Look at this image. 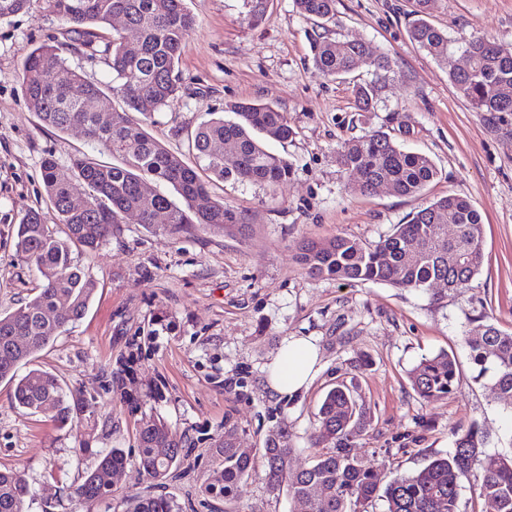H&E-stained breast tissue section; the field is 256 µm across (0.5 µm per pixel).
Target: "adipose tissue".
<instances>
[{
	"label": "adipose tissue",
	"instance_id": "1",
	"mask_svg": "<svg viewBox=\"0 0 512 512\" xmlns=\"http://www.w3.org/2000/svg\"><path fill=\"white\" fill-rule=\"evenodd\" d=\"M319 348L305 336L286 338L275 355L268 376L271 391L291 398L306 390L317 372Z\"/></svg>",
	"mask_w": 512,
	"mask_h": 512
}]
</instances>
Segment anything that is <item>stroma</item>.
<instances>
[{
	"instance_id": "1",
	"label": "stroma",
	"mask_w": 512,
	"mask_h": 512,
	"mask_svg": "<svg viewBox=\"0 0 512 512\" xmlns=\"http://www.w3.org/2000/svg\"><path fill=\"white\" fill-rule=\"evenodd\" d=\"M187 4L196 26L179 64V91L149 132L184 154L207 113L231 101L270 102L287 115L294 135L266 147L294 173L273 189L210 178L211 198L242 213L246 231L155 233L129 214L107 244L80 253L96 294L87 314L35 363L59 380L69 400L86 403L81 419L23 412L0 382V469L24 472L32 490L26 512H43L49 502L56 512H126L128 496L152 493L134 461L137 431L150 418L187 446L164 488L178 512H293L287 492L270 491L255 477L232 504L206 494L208 450L230 418L244 448L263 447L273 428H283L293 466H308L315 413L343 377L358 384L370 409L371 425L355 451L380 482L448 453L460 425L477 424L489 450H504L512 407L474 381L463 336L484 318L512 332V114L475 111L448 74L465 66L462 46L471 37L512 43V0H433L429 19L450 40L442 60L408 35L413 0H336L332 36L362 41L391 60L390 71L361 63L338 79L312 66L315 27L294 0H267L255 26L247 20L250 0ZM43 43L59 46L91 78L112 81L102 58L76 51L69 24L46 0L0 22V313L17 308L39 284L10 237L28 211L55 221L43 158L67 165L78 155L101 156L80 130L45 129L28 108L22 64ZM360 83L376 85L374 111H359L352 89ZM397 109L414 129L406 147L430 156L439 178L416 196L388 187L367 196L349 192L350 176L336 160L340 144L387 124ZM449 193L468 198L482 221L485 264L465 293L441 284L414 290L313 277L298 262L303 242L337 235L378 241ZM290 336L314 337L320 359L309 387L281 399L268 392L266 378ZM441 351L456 356L458 389L426 402L408 372ZM111 448L129 457L113 479L111 499L68 503V487Z\"/></svg>"
}]
</instances>
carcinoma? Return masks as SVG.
Returning <instances> with one entry per match:
<instances>
[{
    "mask_svg": "<svg viewBox=\"0 0 512 512\" xmlns=\"http://www.w3.org/2000/svg\"><path fill=\"white\" fill-rule=\"evenodd\" d=\"M33 0H0V21L28 10ZM52 11L71 25V32L96 55L92 34L105 29L122 15L125 26L105 42L101 55L112 72V84L104 86L73 65L59 46L43 43L27 56L22 68L24 94L31 111L44 126L60 133L81 129L95 148L109 153L114 163L87 156L61 165L49 155L42 162V178L60 223L57 232L38 211L29 212L15 225L12 235L18 256L33 265L40 284L35 295L9 313H0V381L11 385L14 402L37 413L53 405L63 420L75 421L83 412L80 403L66 401L63 387L51 373L31 368L37 354L61 335L65 326L82 319L96 290V282L74 256L81 247L95 250L112 238L115 225L127 213L152 230L181 231L189 224L213 231L227 225L243 232L244 217L222 200L197 204L208 197L207 183L181 155L167 149L147 127L179 89L175 68L185 42L196 25L186 0H47ZM432 0H416L409 21L411 39L432 57L448 53V34L427 19ZM300 14L323 32L310 42L313 65L324 75L344 76L363 60L377 70H387L385 54H371L360 41H341L324 32L336 12V0H295ZM137 50L130 53L126 44ZM465 68L449 74V81L478 112H512V49L483 37L465 43ZM112 92L119 101L109 119L88 109L87 101ZM354 97L361 110L372 107L377 89L357 85ZM293 134L285 113L260 101H236L224 112L210 113L197 127L192 149L205 170L219 179L260 183L274 187L287 180L291 165L268 152V140L286 141ZM407 121H397V133L382 129L344 141L337 151L340 165L357 176L348 189L372 194L386 183L403 196L420 194L438 179L440 172L426 154L404 148L411 136ZM170 185L177 198L143 191L146 180ZM167 221L155 223L157 213ZM453 224L455 238H440L439 225ZM435 243L427 255L411 258L414 243ZM298 260L312 276L343 281L385 283L396 288L426 289L443 283L456 293L470 287L485 260L481 218L470 201L456 194L442 196L396 225L392 233L375 243L362 245L346 237L307 241ZM26 337L17 344L15 337ZM478 382L489 381L498 397L512 404V332L486 322L464 336ZM457 362L446 352L422 358L409 371L419 398L433 401L456 387ZM370 412L357 388L344 381L326 394L317 413L312 445L322 447L310 465L294 470V449L283 444V431L274 430L264 448H242L228 440L237 433L224 424V436L211 449V481L205 492L224 502L238 498L244 483L259 477L271 491L285 489L304 512H367L377 500L385 512H461L460 490L464 479L478 471L476 492L488 512H512V452L486 451L487 436L476 424L454 432L453 448L435 456L420 469L396 476L380 487L375 470L353 452L357 437L369 426ZM180 437L165 423L149 419L138 433L137 461L151 480L163 482L184 456ZM127 455L111 448L97 457L81 481L73 485L71 500L95 501L112 496L108 476L122 469ZM321 494L309 496L311 488ZM30 487L17 470H0V512H25ZM167 496H132L126 512H174Z\"/></svg>",
    "mask_w": 512,
    "mask_h": 512,
    "instance_id": "1",
    "label": "carcinoma"
}]
</instances>
